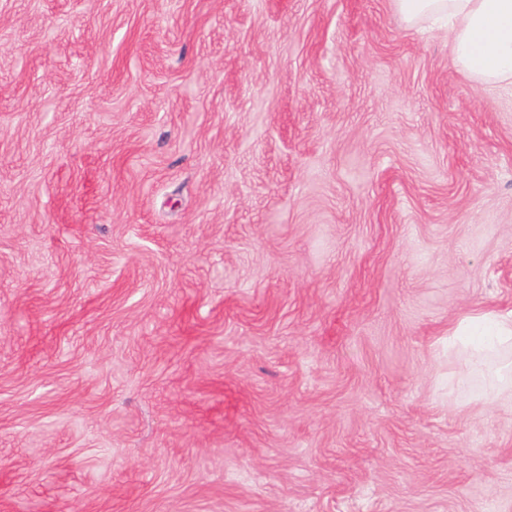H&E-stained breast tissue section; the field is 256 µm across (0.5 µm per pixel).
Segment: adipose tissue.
Segmentation results:
<instances>
[{
	"label": "adipose tissue",
	"instance_id": "1",
	"mask_svg": "<svg viewBox=\"0 0 512 512\" xmlns=\"http://www.w3.org/2000/svg\"><path fill=\"white\" fill-rule=\"evenodd\" d=\"M407 23L444 22L456 65L483 85L512 86V0H393ZM512 346V312L479 309L448 330V348L466 365L487 362Z\"/></svg>",
	"mask_w": 512,
	"mask_h": 512
}]
</instances>
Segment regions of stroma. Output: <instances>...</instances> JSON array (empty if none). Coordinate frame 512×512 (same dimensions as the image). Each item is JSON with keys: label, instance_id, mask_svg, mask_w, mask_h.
I'll list each match as a JSON object with an SVG mask.
<instances>
[{"label": "stroma", "instance_id": "1", "mask_svg": "<svg viewBox=\"0 0 512 512\" xmlns=\"http://www.w3.org/2000/svg\"><path fill=\"white\" fill-rule=\"evenodd\" d=\"M512 90L392 0H0V512H512ZM508 346H512V311L475 310L448 328V351H454L467 366L484 364ZM509 391L508 377L501 372H496L489 375L487 379V386L483 394L476 399V402L481 405H489L493 400L507 401V396L502 392Z\"/></svg>", "mask_w": 512, "mask_h": 512}]
</instances>
